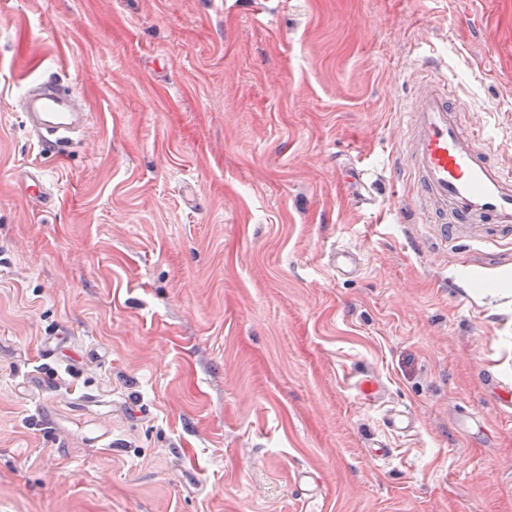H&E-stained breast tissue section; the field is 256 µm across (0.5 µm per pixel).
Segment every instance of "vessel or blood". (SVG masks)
Returning a JSON list of instances; mask_svg holds the SVG:
<instances>
[{
	"mask_svg": "<svg viewBox=\"0 0 512 512\" xmlns=\"http://www.w3.org/2000/svg\"><path fill=\"white\" fill-rule=\"evenodd\" d=\"M21 109L39 144L49 153L72 143L88 122L83 98L57 81L31 85ZM457 93L447 78L425 79L402 112L398 167L413 177L419 209L444 239L485 242L512 238V167L497 161L485 129H466ZM329 263L340 274L361 267L358 252L333 250Z\"/></svg>",
	"mask_w": 512,
	"mask_h": 512,
	"instance_id": "b4317fda",
	"label": "vessel or blood"
}]
</instances>
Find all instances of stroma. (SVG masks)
I'll return each mask as SVG.
<instances>
[{
    "label": "stroma",
    "mask_w": 512,
    "mask_h": 512,
    "mask_svg": "<svg viewBox=\"0 0 512 512\" xmlns=\"http://www.w3.org/2000/svg\"><path fill=\"white\" fill-rule=\"evenodd\" d=\"M422 46L512 166V0H0V512H512V240L394 175ZM21 109L39 144L48 153L71 144L88 122L84 99L54 80L31 85L22 97ZM329 263L342 275L353 274L360 270L361 258L358 252L350 248H336L329 256Z\"/></svg>",
    "instance_id": "1"
}]
</instances>
